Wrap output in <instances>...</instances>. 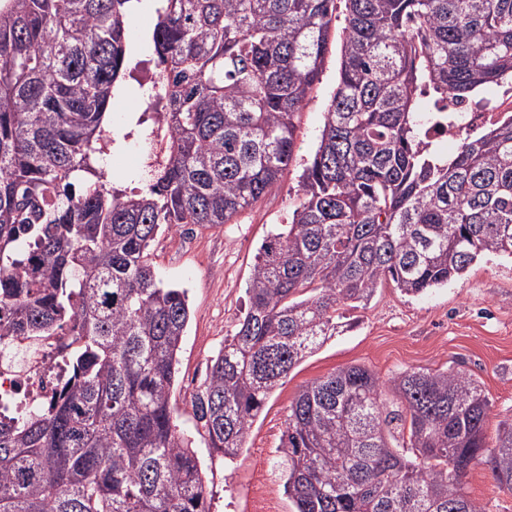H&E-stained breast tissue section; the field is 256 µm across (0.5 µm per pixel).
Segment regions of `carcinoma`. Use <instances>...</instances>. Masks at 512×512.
Listing matches in <instances>:
<instances>
[{"mask_svg": "<svg viewBox=\"0 0 512 512\" xmlns=\"http://www.w3.org/2000/svg\"><path fill=\"white\" fill-rule=\"evenodd\" d=\"M154 5L147 99L169 125L143 191L108 185L112 98L134 5ZM339 82L292 221L262 245L247 312L193 394L231 463L267 396L389 282L418 296L512 259V117L462 125L448 100L512 82V0H346ZM336 0H0V359L60 336L52 396L0 398V512H210L171 406L186 290L150 260L162 231L221 226L280 182ZM428 97L431 107L420 110ZM463 371L382 382L351 365L290 405L277 465L295 512H485V458L512 493V422Z\"/></svg>", "mask_w": 512, "mask_h": 512, "instance_id": "carcinoma-1", "label": "carcinoma"}]
</instances>
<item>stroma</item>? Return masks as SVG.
<instances>
[{"instance_id":"obj_1","label":"stroma","mask_w":512,"mask_h":512,"mask_svg":"<svg viewBox=\"0 0 512 512\" xmlns=\"http://www.w3.org/2000/svg\"><path fill=\"white\" fill-rule=\"evenodd\" d=\"M345 18V0H336L322 72L296 119L295 157L278 186L231 223L165 231L150 247L164 282L188 291L191 318L171 402L176 424L199 450L211 512H293L275 467L289 406L305 386L350 365L366 366L384 381L407 370H461L479 381L490 400L488 439H495L501 420L512 418V259L486 254L448 285L416 297L386 285L366 307L350 311L351 328L304 358L268 396L233 467L209 455L195 428L192 395L242 319L259 248L278 225L290 221L301 176L319 145L339 80ZM155 22L148 8L131 14L129 60L137 68L112 104V128L127 136L113 156L114 177L140 170L139 158L150 150L143 142L150 124L132 128L128 117L145 110L139 85L155 72L150 40ZM465 491L486 512H512V494L498 489L486 465L471 468Z\"/></svg>"}]
</instances>
